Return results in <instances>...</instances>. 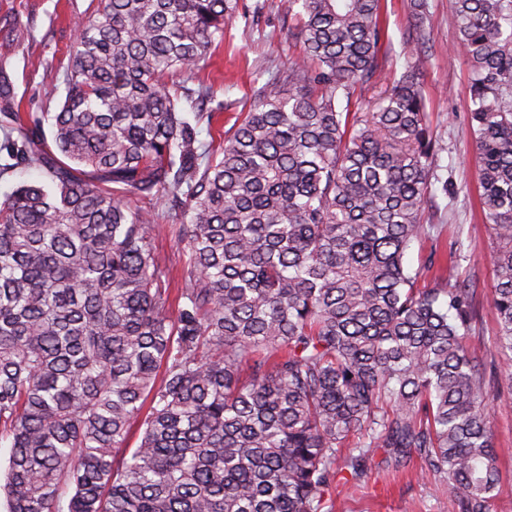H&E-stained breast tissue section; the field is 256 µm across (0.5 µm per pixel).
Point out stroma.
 Here are the masks:
<instances>
[{
	"mask_svg": "<svg viewBox=\"0 0 512 512\" xmlns=\"http://www.w3.org/2000/svg\"><path fill=\"white\" fill-rule=\"evenodd\" d=\"M410 0H382L381 72L371 90L363 91L351 109L369 112L381 91L400 79L412 52L402 34L411 22ZM280 0H239L238 17L224 31L210 60L196 71L197 84L212 97L204 111L219 110L212 122H201L199 139L215 146L225 131L240 121L257 93L272 77L285 76L299 56L291 21L285 20ZM97 6V0H0V44L17 49L9 71L16 88V110L25 117L56 111L64 97V74L77 40L76 23ZM450 0H425L428 42L420 54L423 94L428 123L437 142V173L424 210L429 237L413 242L405 260L418 268L429 254L454 255L460 277H476L475 333L479 351L493 376L496 400L490 426L497 449L500 492L490 512H512V362L495 345L496 317L490 305L493 237L483 224L478 200L476 151L466 135L470 95L465 51L448 25ZM453 195H445L443 184ZM418 463L395 465L387 452L377 450L368 479L354 493L335 497V512H455L447 493L433 482L417 479Z\"/></svg>",
	"mask_w": 512,
	"mask_h": 512,
	"instance_id": "obj_1",
	"label": "stroma"
}]
</instances>
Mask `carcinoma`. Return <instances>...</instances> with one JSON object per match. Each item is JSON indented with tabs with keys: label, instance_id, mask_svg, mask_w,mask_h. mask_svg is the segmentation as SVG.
<instances>
[{
	"label": "carcinoma",
	"instance_id": "obj_1",
	"mask_svg": "<svg viewBox=\"0 0 512 512\" xmlns=\"http://www.w3.org/2000/svg\"><path fill=\"white\" fill-rule=\"evenodd\" d=\"M281 4L288 85L267 82L208 152V92L187 83L238 0H99L48 134L13 110L0 50V151L47 178L0 198L3 512H334V485L357 489L380 448L416 453L457 512H490L476 285L452 262L421 289L434 259L404 263L436 178L420 64L353 112L380 71V0ZM448 25L512 353V0H453ZM404 39L421 52L422 13ZM161 216L184 258L173 313Z\"/></svg>",
	"mask_w": 512,
	"mask_h": 512
}]
</instances>
